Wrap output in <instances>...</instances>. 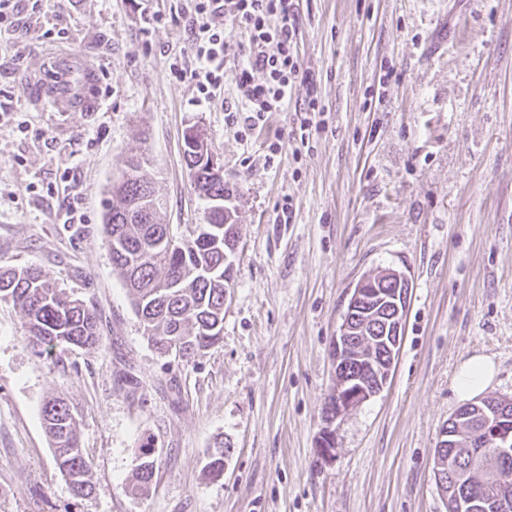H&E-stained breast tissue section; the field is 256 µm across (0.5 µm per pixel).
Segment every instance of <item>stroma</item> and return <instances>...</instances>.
Instances as JSON below:
<instances>
[{
  "instance_id": "obj_1",
  "label": "stroma",
  "mask_w": 512,
  "mask_h": 512,
  "mask_svg": "<svg viewBox=\"0 0 512 512\" xmlns=\"http://www.w3.org/2000/svg\"><path fill=\"white\" fill-rule=\"evenodd\" d=\"M184 6L16 0L0 24V265L40 267L103 327L99 347L50 359L0 303V512H446L433 450L463 404L459 366L489 356L487 395L512 399V0H296L299 64L324 107L305 130L300 83L256 126L230 111L243 31L226 40L212 97L172 77L192 59ZM66 52L99 65V111L27 96V78ZM192 126L234 191L240 237L223 336L188 364L144 335L103 216L126 159L146 153L161 223H201ZM388 266L413 279L393 376L327 421L351 290ZM57 396L90 463L87 498L45 431ZM219 441L230 452L213 480ZM147 443L155 474L137 492Z\"/></svg>"
}]
</instances>
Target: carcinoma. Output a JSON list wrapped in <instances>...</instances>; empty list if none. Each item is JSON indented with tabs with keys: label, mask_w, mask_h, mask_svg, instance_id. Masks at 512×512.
<instances>
[{
	"label": "carcinoma",
	"mask_w": 512,
	"mask_h": 512,
	"mask_svg": "<svg viewBox=\"0 0 512 512\" xmlns=\"http://www.w3.org/2000/svg\"><path fill=\"white\" fill-rule=\"evenodd\" d=\"M186 164L194 170L193 190L202 201L204 223L192 233L179 235L156 220L157 209L146 223L135 219L142 200L161 203L155 187L141 168L148 158L129 160L127 171L110 190L105 215L106 242L117 273L128 290L143 333L157 353L191 362L217 344L224 330V180L214 176L192 150ZM0 302L10 303L23 316L29 345L48 356L63 349H94L102 341L100 317L94 307L59 289L37 266H0ZM46 433L56 463L72 493L89 496L93 487L89 465L79 445L76 418L65 399L53 397L42 407ZM208 476L224 473V443L216 446L207 464ZM154 475L151 450L143 449L134 469L136 490L149 487ZM496 474L482 454L463 459L455 481L448 485L447 512H494L492 505L468 507L484 497L483 486Z\"/></svg>",
	"instance_id": "carcinoma-1"
}]
</instances>
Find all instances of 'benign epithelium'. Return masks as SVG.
I'll return each mask as SVG.
<instances>
[{
  "label": "benign epithelium",
  "mask_w": 512,
  "mask_h": 512,
  "mask_svg": "<svg viewBox=\"0 0 512 512\" xmlns=\"http://www.w3.org/2000/svg\"><path fill=\"white\" fill-rule=\"evenodd\" d=\"M198 144V151L209 160L210 170L222 175V167L212 152L204 135L192 138ZM392 284L391 290L383 285ZM411 277L401 269L388 270L362 277L353 288L351 297L332 343L335 384L328 402L329 412L338 417L349 412L370 398L380 394L391 380L396 358L400 352L404 332V319L408 307ZM377 295L393 302L395 309L386 317L384 331L387 334L386 350L378 353L375 349H365V341L377 333L373 318L359 321V314ZM448 426L439 433L436 451V469L434 479L441 496L448 497V479L453 473L448 468V449L458 444L448 440ZM476 444L495 447L494 461L499 471L507 469L512 458V423L501 420L499 416L486 417L481 429L473 434Z\"/></svg>",
  "instance_id": "benign-epithelium-1"
}]
</instances>
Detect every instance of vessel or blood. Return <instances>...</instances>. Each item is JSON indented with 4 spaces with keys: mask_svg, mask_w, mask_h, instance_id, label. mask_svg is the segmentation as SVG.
Returning a JSON list of instances; mask_svg holds the SVG:
<instances>
[{
    "mask_svg": "<svg viewBox=\"0 0 512 512\" xmlns=\"http://www.w3.org/2000/svg\"><path fill=\"white\" fill-rule=\"evenodd\" d=\"M98 81L96 65L77 54L60 56L52 65L50 79L31 82L32 97L52 102L56 109L95 112L100 108L97 98L89 90Z\"/></svg>",
    "mask_w": 512,
    "mask_h": 512,
    "instance_id": "1",
    "label": "vessel or blood"
}]
</instances>
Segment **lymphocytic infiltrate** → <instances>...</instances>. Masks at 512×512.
<instances>
[{
    "label": "lymphocytic infiltrate",
    "mask_w": 512,
    "mask_h": 512,
    "mask_svg": "<svg viewBox=\"0 0 512 512\" xmlns=\"http://www.w3.org/2000/svg\"><path fill=\"white\" fill-rule=\"evenodd\" d=\"M189 27L193 62L171 65L172 76L194 83L209 94L224 78V34L238 28L248 34V44L235 67V86L242 111L252 121L277 111L297 82L314 85L310 71L298 62V28L294 0H191ZM274 52H267V44Z\"/></svg>",
    "instance_id": "1"
}]
</instances>
